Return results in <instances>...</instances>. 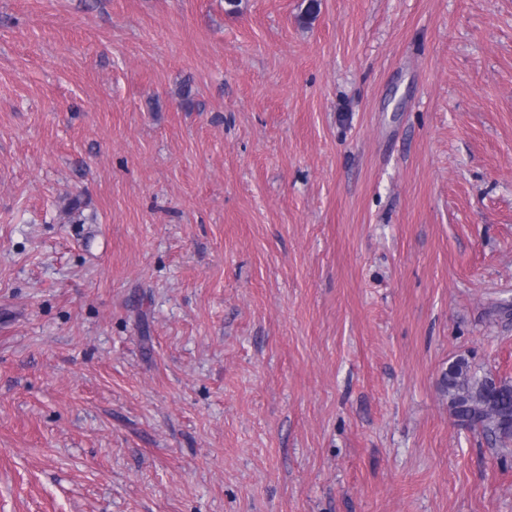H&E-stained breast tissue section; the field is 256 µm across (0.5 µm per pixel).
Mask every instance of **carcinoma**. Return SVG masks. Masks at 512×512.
I'll use <instances>...</instances> for the list:
<instances>
[{"label": "carcinoma", "mask_w": 512, "mask_h": 512, "mask_svg": "<svg viewBox=\"0 0 512 512\" xmlns=\"http://www.w3.org/2000/svg\"><path fill=\"white\" fill-rule=\"evenodd\" d=\"M441 384L461 425L480 431L494 445L512 443V382L472 373L459 359L443 373Z\"/></svg>", "instance_id": "carcinoma-1"}]
</instances>
